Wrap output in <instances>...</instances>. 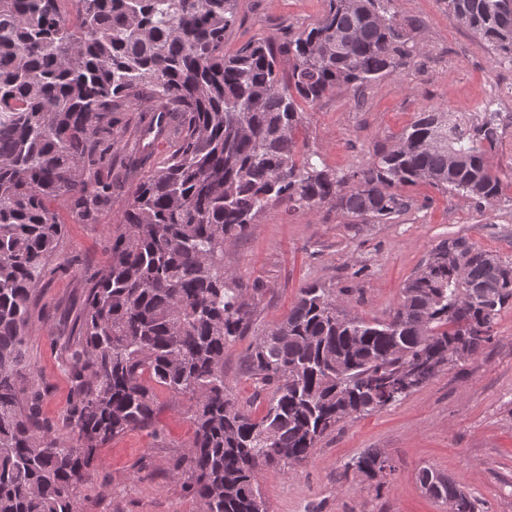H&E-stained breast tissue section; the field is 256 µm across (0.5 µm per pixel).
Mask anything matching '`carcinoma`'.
<instances>
[{"instance_id": "cac0c4a2", "label": "carcinoma", "mask_w": 512, "mask_h": 512, "mask_svg": "<svg viewBox=\"0 0 512 512\" xmlns=\"http://www.w3.org/2000/svg\"><path fill=\"white\" fill-rule=\"evenodd\" d=\"M392 2L326 0L309 29L226 53L238 0H0V512H82L97 450L153 423L158 387L187 402L194 437L174 469L200 512H267L262 467L306 461L342 420L400 400L458 350L468 357L490 340L512 306V263L456 238L382 321L346 311L318 285L301 288L288 317L246 352L249 374L268 389L261 417L238 405L224 377V351L253 329L224 245L267 208L329 205L383 224L407 206L401 186L485 201L501 193L490 162L500 113L489 103L476 121L418 113L349 175L299 154L298 101L364 86L419 52ZM448 11L512 63V0H448ZM145 101L154 111L136 145L148 149L164 123L167 156L132 192L79 333L61 347L75 386L61 434L39 421L27 353L36 292L64 238L50 203L66 197L94 220L110 199L102 150L124 149L120 114ZM386 461L368 451L354 467L375 478ZM418 480L457 512H475L433 469Z\"/></svg>"}]
</instances>
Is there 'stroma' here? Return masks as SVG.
Returning a JSON list of instances; mask_svg holds the SVG:
<instances>
[{"instance_id":"35a3bbf8","label":"stroma","mask_w":512,"mask_h":512,"mask_svg":"<svg viewBox=\"0 0 512 512\" xmlns=\"http://www.w3.org/2000/svg\"><path fill=\"white\" fill-rule=\"evenodd\" d=\"M324 8V0H239V19L224 49L285 27L300 33ZM393 8L423 53L364 89L342 88L303 107L299 149L318 152L340 175L365 167L417 113L478 112L489 101L501 111L512 88V63L463 27L447 0H394ZM163 157L160 150L106 157L112 198L94 223H83L68 201L52 204L66 227L64 246L39 286L28 344L41 376L42 419L62 422L73 386L61 339L75 333L74 319L108 260L110 232L133 189ZM492 162L502 178L497 200L479 202L420 182L400 189L411 201L408 211L357 232L327 206L290 214L269 208L246 239L224 247L225 268L243 287L260 290L256 330L285 320L310 284L329 289L365 319H387L407 281L453 237L512 262V119L504 123ZM250 342L243 337L225 351L224 372L235 396L258 417L267 393L244 369ZM157 402L154 427L128 431L98 449L93 481L80 489L83 512H199L173 468L193 438L186 404L162 390ZM371 450L393 467L384 481L353 468ZM425 466L458 481L477 512H512V308L501 312L491 341L476 354L378 411L344 419L310 459L290 469L262 468L257 483L268 512H445L417 480Z\"/></svg>"}]
</instances>
